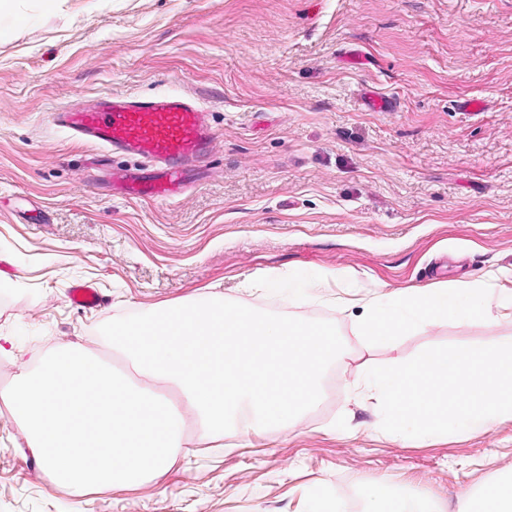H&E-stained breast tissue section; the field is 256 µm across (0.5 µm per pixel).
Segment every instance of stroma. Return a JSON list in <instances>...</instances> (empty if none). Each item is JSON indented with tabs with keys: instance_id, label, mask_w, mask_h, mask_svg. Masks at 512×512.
Segmentation results:
<instances>
[{
	"instance_id": "1",
	"label": "stroma",
	"mask_w": 512,
	"mask_h": 512,
	"mask_svg": "<svg viewBox=\"0 0 512 512\" xmlns=\"http://www.w3.org/2000/svg\"><path fill=\"white\" fill-rule=\"evenodd\" d=\"M0 15V389L46 352L115 357L102 324L187 297L335 324L347 361L288 429L225 437L122 490L53 485L0 401V512H305L311 491L363 512L388 480L459 512L512 471V420L423 446L378 434L350 391L364 367L439 345L512 342V322L359 336L363 287L429 288L512 273V0H12ZM189 96L211 153L175 201L113 195L139 159L80 144L52 110L103 94ZM388 101L368 109L371 95ZM464 99L476 112L459 109ZM324 274L298 299L241 284ZM104 305H72L75 280Z\"/></svg>"
}]
</instances>
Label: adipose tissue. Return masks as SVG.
<instances>
[{
  "label": "adipose tissue",
  "instance_id": "adipose-tissue-1",
  "mask_svg": "<svg viewBox=\"0 0 512 512\" xmlns=\"http://www.w3.org/2000/svg\"><path fill=\"white\" fill-rule=\"evenodd\" d=\"M345 305L361 307L360 335L381 340L401 336L424 324L452 320L512 321V289H496L488 280L459 281L436 288H401L391 292L354 291ZM364 512H436L431 499L409 498L381 480L362 488Z\"/></svg>",
  "mask_w": 512,
  "mask_h": 512
}]
</instances>
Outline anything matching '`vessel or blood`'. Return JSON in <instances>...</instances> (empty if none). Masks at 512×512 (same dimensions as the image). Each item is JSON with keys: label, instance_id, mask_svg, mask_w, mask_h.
I'll list each match as a JSON object with an SVG mask.
<instances>
[{"label": "vessel or blood", "instance_id": "vessel-or-blood-1", "mask_svg": "<svg viewBox=\"0 0 512 512\" xmlns=\"http://www.w3.org/2000/svg\"><path fill=\"white\" fill-rule=\"evenodd\" d=\"M51 117L73 137L142 159V173L113 179L112 184L120 193L143 200L170 201L185 195L191 172L214 138L208 112L176 94L109 95L88 108L55 110ZM69 298L83 310L103 304L99 290L88 281L73 282Z\"/></svg>", "mask_w": 512, "mask_h": 512}]
</instances>
